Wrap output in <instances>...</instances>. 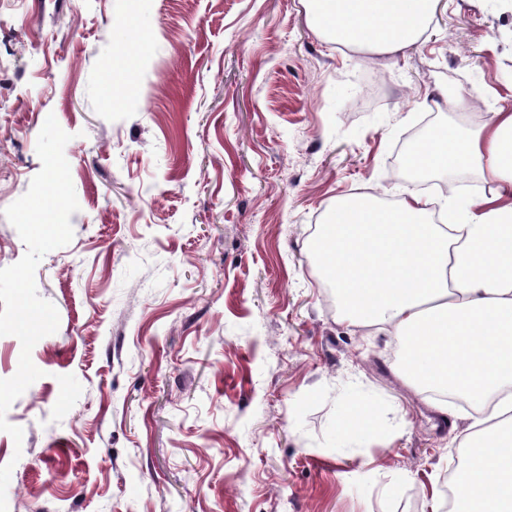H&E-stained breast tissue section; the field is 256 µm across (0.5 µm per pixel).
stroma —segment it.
Instances as JSON below:
<instances>
[{"label": "stroma", "mask_w": 512, "mask_h": 512, "mask_svg": "<svg viewBox=\"0 0 512 512\" xmlns=\"http://www.w3.org/2000/svg\"><path fill=\"white\" fill-rule=\"evenodd\" d=\"M502 108L512 0H438L392 56L337 50L301 0H0V268L47 116L79 203L35 273L59 327L6 413L22 441L0 431L8 512H431L467 412L396 377L309 246L342 198L490 194L472 167L411 188L396 151Z\"/></svg>", "instance_id": "obj_1"}]
</instances>
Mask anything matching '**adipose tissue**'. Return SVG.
Instances as JSON below:
<instances>
[{"label":"adipose tissue","instance_id":"1","mask_svg":"<svg viewBox=\"0 0 512 512\" xmlns=\"http://www.w3.org/2000/svg\"><path fill=\"white\" fill-rule=\"evenodd\" d=\"M436 0H306L309 25L335 45L393 55L425 33ZM421 171L476 166L496 185L454 223L417 195L387 207L337 201L311 244L342 318L394 336L408 385L458 393L474 413L450 512H512V110L467 134L420 143Z\"/></svg>","mask_w":512,"mask_h":512}]
</instances>
